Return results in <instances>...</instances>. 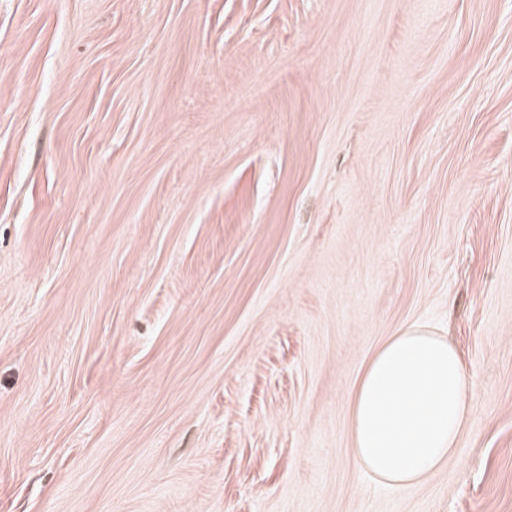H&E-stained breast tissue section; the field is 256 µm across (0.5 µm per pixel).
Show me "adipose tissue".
<instances>
[{
    "mask_svg": "<svg viewBox=\"0 0 512 512\" xmlns=\"http://www.w3.org/2000/svg\"><path fill=\"white\" fill-rule=\"evenodd\" d=\"M471 386L454 345L404 326L374 352L350 408V442L383 484L422 481L453 454L468 419Z\"/></svg>",
    "mask_w": 512,
    "mask_h": 512,
    "instance_id": "1",
    "label": "adipose tissue"
}]
</instances>
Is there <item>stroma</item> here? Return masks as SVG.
Here are the masks:
<instances>
[{
	"instance_id": "obj_1",
	"label": "stroma",
	"mask_w": 512,
	"mask_h": 512,
	"mask_svg": "<svg viewBox=\"0 0 512 512\" xmlns=\"http://www.w3.org/2000/svg\"><path fill=\"white\" fill-rule=\"evenodd\" d=\"M408 325L471 412L394 488ZM0 512H512V0H0ZM471 386L454 345L404 326L374 352L350 408V442L383 484L422 481L453 454L468 419Z\"/></svg>"
}]
</instances>
